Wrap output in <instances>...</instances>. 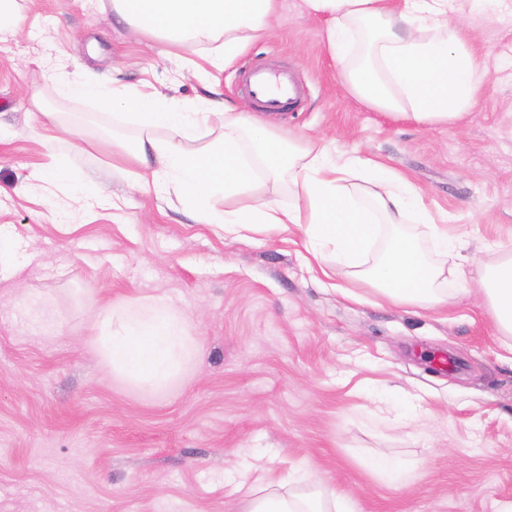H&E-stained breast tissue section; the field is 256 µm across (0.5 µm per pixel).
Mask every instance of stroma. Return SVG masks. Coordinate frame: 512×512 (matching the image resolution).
Wrapping results in <instances>:
<instances>
[{
    "label": "stroma",
    "instance_id": "35a3bbf8",
    "mask_svg": "<svg viewBox=\"0 0 512 512\" xmlns=\"http://www.w3.org/2000/svg\"><path fill=\"white\" fill-rule=\"evenodd\" d=\"M299 3L283 0L274 34L221 73L225 99L258 110L247 68L292 71L300 106L267 115L283 137L395 169L466 254L512 246V12L462 14L485 61L480 99L427 127L352 97ZM22 6V32L0 38V227L24 263L0 281V512H241L261 475L324 480L360 512H512V363L477 283L445 306L395 305L323 277L298 228L229 239L196 221L173 185L142 186L113 148L142 135L126 111L58 84L80 72L145 84L191 111L210 97L185 64L192 50L169 55L100 0ZM60 124L73 147L47 151ZM57 170L83 210L46 195ZM160 295L195 346L153 392L113 379L89 326L108 302ZM35 297L56 310L52 326L24 314Z\"/></svg>",
    "mask_w": 512,
    "mask_h": 512
}]
</instances>
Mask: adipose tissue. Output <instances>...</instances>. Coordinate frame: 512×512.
<instances>
[{
  "instance_id": "1",
  "label": "adipose tissue",
  "mask_w": 512,
  "mask_h": 512,
  "mask_svg": "<svg viewBox=\"0 0 512 512\" xmlns=\"http://www.w3.org/2000/svg\"><path fill=\"white\" fill-rule=\"evenodd\" d=\"M324 23L330 57L349 94L389 117L425 126L456 124L476 105L482 60L463 26L454 24V0H303ZM113 14L149 40L197 46L214 70H223L247 45L270 34L279 0H108ZM66 92L93 98L107 109L133 107L146 135L133 159L143 184L175 182L199 220L225 235L302 229L304 248L323 274L367 283L390 301L421 308L448 303V263L461 245L436 224L412 184L393 168L353 156L336 161L326 146L284 139L266 121L232 103L224 105V136L199 151L194 112L167 107L156 88L106 89L75 75ZM165 138H155V131ZM287 184L280 202L268 185ZM223 208H216V200ZM423 225V235L407 224ZM494 258L474 264L460 284L475 280L506 350L512 354V251L490 242ZM98 354L113 378L159 390L178 379L194 346L185 316L161 296L132 305L109 303L91 324ZM243 512H355L331 487L299 490L260 479L249 488Z\"/></svg>"
}]
</instances>
